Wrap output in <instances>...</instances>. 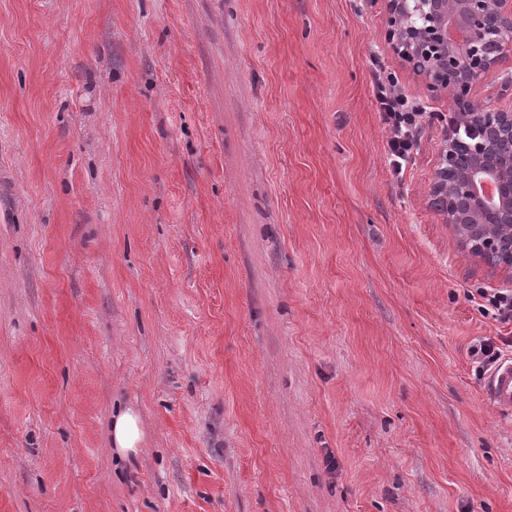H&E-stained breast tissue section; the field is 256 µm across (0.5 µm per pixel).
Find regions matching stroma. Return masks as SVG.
I'll return each instance as SVG.
<instances>
[{"label":"stroma","instance_id":"35a3bbf8","mask_svg":"<svg viewBox=\"0 0 512 512\" xmlns=\"http://www.w3.org/2000/svg\"><path fill=\"white\" fill-rule=\"evenodd\" d=\"M386 15L0 0V512H512L467 299L512 267L432 205L453 108ZM376 62L431 113L400 180ZM143 440L141 419L133 408H124L112 414V446L119 459H128L139 453Z\"/></svg>","mask_w":512,"mask_h":512}]
</instances>
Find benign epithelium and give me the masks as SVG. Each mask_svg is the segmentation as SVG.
Instances as JSON below:
<instances>
[{"label": "benign epithelium", "mask_w": 512, "mask_h": 512, "mask_svg": "<svg viewBox=\"0 0 512 512\" xmlns=\"http://www.w3.org/2000/svg\"><path fill=\"white\" fill-rule=\"evenodd\" d=\"M387 41L428 89L448 97L455 122L477 124L481 138L464 148L448 138L431 194L470 250L512 253V111L474 107L479 78L512 56V0H386ZM499 193L489 198L481 184Z\"/></svg>", "instance_id": "obj_1"}]
</instances>
